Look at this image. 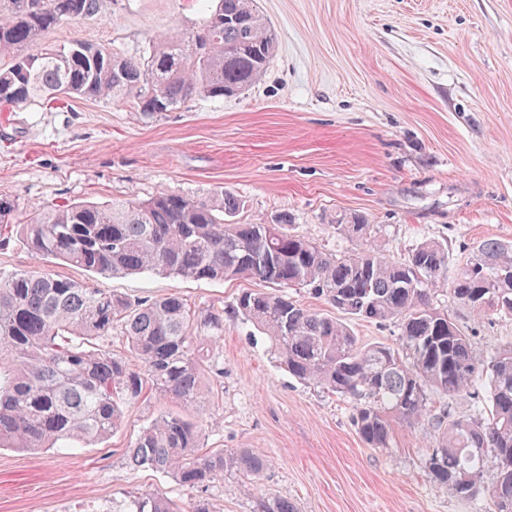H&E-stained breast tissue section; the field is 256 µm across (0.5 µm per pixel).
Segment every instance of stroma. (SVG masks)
I'll use <instances>...</instances> for the list:
<instances>
[{"instance_id": "stroma-1", "label": "stroma", "mask_w": 512, "mask_h": 512, "mask_svg": "<svg viewBox=\"0 0 512 512\" xmlns=\"http://www.w3.org/2000/svg\"><path fill=\"white\" fill-rule=\"evenodd\" d=\"M259 8L278 50L238 96H198L153 118L127 100L0 112V189L17 223L76 202L162 189L203 196L221 186L245 202L238 222L290 215L295 233L339 256L357 243L334 225L353 214L367 217L394 259L427 239L447 242L454 260L488 239L512 242V0H259ZM202 18L198 0H112L33 49L82 40L139 58L157 37ZM0 237V270L89 277L36 259L15 226ZM100 284L130 298L175 294L194 310H228L243 288H268L159 274ZM433 304L469 334L477 359L512 345L511 318H474L445 290ZM213 352L224 376L195 413L204 445L266 461L251 490L225 473L208 492L214 512H257L262 496L298 512H489V495L459 498L426 468L437 416L469 417L468 399L432 398L421 423L395 424L389 446L372 448L356 432L350 400L288 377L251 324L225 318ZM173 408L147 390L127 404L118 432L75 454L0 448V512H122L145 493L188 507L196 490L125 459L140 427Z\"/></svg>"}]
</instances>
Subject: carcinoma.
Instances as JSON below:
<instances>
[{"label":"carcinoma","mask_w":512,"mask_h":512,"mask_svg":"<svg viewBox=\"0 0 512 512\" xmlns=\"http://www.w3.org/2000/svg\"><path fill=\"white\" fill-rule=\"evenodd\" d=\"M106 0H0V106L38 99H130L161 116L197 96L237 94L262 74L277 48L257 0H214L194 30H175L147 57H121L73 40L37 54L24 50L50 29L99 15ZM244 203L218 186L200 197L161 190L108 204L78 202L22 225L25 245L101 276L158 272L192 280L253 279L274 292L244 289L233 317L251 323L295 379L350 399L352 421L371 448H386L392 423L416 424L433 394L468 397L472 418L441 416L428 456L430 479L462 499L484 493L487 456L496 462L489 490L494 512H512V346L479 361L471 339L433 306L441 289L477 316H512V244L485 240L448 277L445 243L425 240L404 258L386 257L373 225H336L360 247L333 255L291 230L285 218L241 224ZM15 203L0 191V224ZM306 288L332 309L307 308L288 294ZM395 324L399 344L364 345L353 320ZM224 310L191 309L178 295L132 299L40 271H0V447L74 451L103 441L124 407L150 387L191 412L205 400L206 346L221 339ZM121 336L129 354L112 352ZM201 429L182 414L142 428L129 463L170 476L204 494L230 471L250 489L266 468L246 450H203ZM261 512H297L270 497ZM126 512H179L145 494Z\"/></svg>","instance_id":"cac0c4a2"}]
</instances>
